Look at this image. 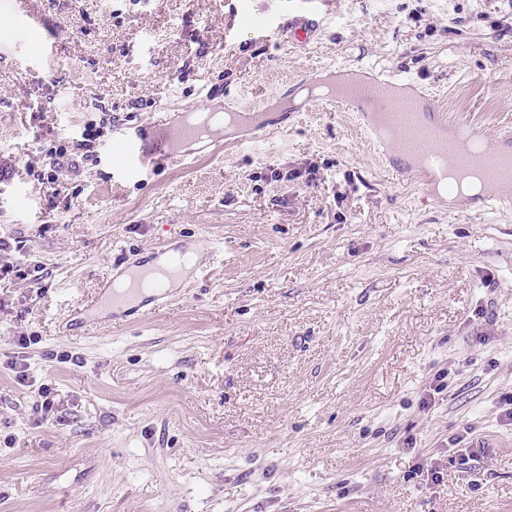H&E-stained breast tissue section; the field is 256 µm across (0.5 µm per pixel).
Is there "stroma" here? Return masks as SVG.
Returning a JSON list of instances; mask_svg holds the SVG:
<instances>
[{"mask_svg":"<svg viewBox=\"0 0 512 512\" xmlns=\"http://www.w3.org/2000/svg\"><path fill=\"white\" fill-rule=\"evenodd\" d=\"M0 0V332L39 336L63 400L35 427L0 344V512H512V210L441 208L305 76L390 70L432 111L512 132V0H329L317 41L242 31L231 0ZM259 107L191 160L118 179L120 123ZM77 175L47 179L87 121ZM315 170L306 180L305 170ZM190 242L208 276L84 332L115 266ZM221 254H212L215 244ZM71 350L82 366L45 351ZM448 387L431 389L438 376ZM471 435H464V427ZM462 438L463 453L450 452ZM438 461L440 479L415 471Z\"/></svg>","mask_w":512,"mask_h":512,"instance_id":"obj_1","label":"stroma"}]
</instances>
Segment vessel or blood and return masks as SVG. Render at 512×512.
I'll return each mask as SVG.
<instances>
[{"instance_id": "vessel-or-blood-1", "label": "vessel or blood", "mask_w": 512, "mask_h": 512, "mask_svg": "<svg viewBox=\"0 0 512 512\" xmlns=\"http://www.w3.org/2000/svg\"><path fill=\"white\" fill-rule=\"evenodd\" d=\"M296 10L289 12L280 30L288 39L302 45L310 44L321 30V8L325 0H297ZM234 12L241 27L255 31L270 27L268 14L235 5ZM333 96L346 109L358 112L362 128L372 145L385 143L384 129H392L393 144L398 158L392 171L401 178L420 181L429 195L439 204L457 200L458 191L449 184L447 169L479 168L494 191V202L512 206V137L500 136L487 145L481 155H467L461 150L462 141L470 139L471 129L455 122L447 113H425L427 99L412 81L395 75L383 80H351L334 88ZM168 133H159L154 149H147L142 126L119 128L113 150L117 170L128 174L145 167L169 166L181 162L173 150ZM163 264H137L125 273L122 282H109L106 291L91 300H80L77 310L106 308L110 316L138 309V299L145 291L157 298L169 296L173 284L203 273L200 262L190 258L186 248H160Z\"/></svg>"}]
</instances>
